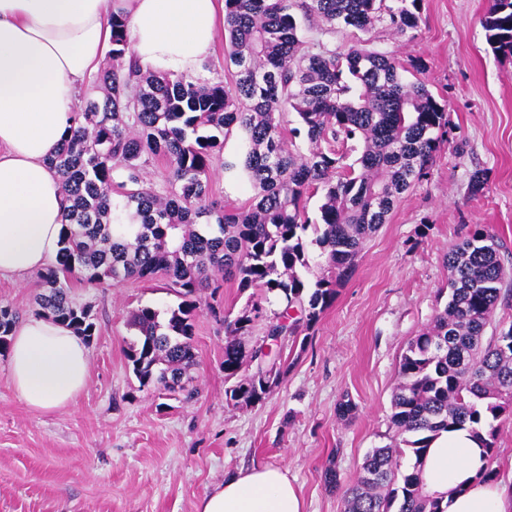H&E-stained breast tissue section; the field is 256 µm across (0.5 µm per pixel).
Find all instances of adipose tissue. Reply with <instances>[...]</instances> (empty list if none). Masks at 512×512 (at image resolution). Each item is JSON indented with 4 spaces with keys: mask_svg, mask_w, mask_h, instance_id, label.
<instances>
[{
    "mask_svg": "<svg viewBox=\"0 0 512 512\" xmlns=\"http://www.w3.org/2000/svg\"><path fill=\"white\" fill-rule=\"evenodd\" d=\"M123 11L143 70L197 74L211 52L224 0H0V277L20 278L56 255L66 195L48 165L75 128L79 93ZM9 373L29 409L71 406L89 378L81 337L49 317L15 329ZM486 453L469 429H451L429 444L422 478L447 512H512V488L478 478ZM196 512H303V501L278 466L225 476Z\"/></svg>",
    "mask_w": 512,
    "mask_h": 512,
    "instance_id": "adipose-tissue-1",
    "label": "adipose tissue"
}]
</instances>
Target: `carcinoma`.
Here are the masks:
<instances>
[{
  "label": "carcinoma",
  "instance_id": "carcinoma-1",
  "mask_svg": "<svg viewBox=\"0 0 512 512\" xmlns=\"http://www.w3.org/2000/svg\"><path fill=\"white\" fill-rule=\"evenodd\" d=\"M224 0L226 63L235 68L229 88L210 79L145 72L133 57L127 19L112 15L109 68L92 76L103 98H86L77 126L49 158L70 202L55 261L40 273L46 292L41 311L91 339V307L69 295L71 275L94 288L162 278L178 303L161 313L141 307L131 315L135 337L128 357L140 384L187 391L195 360L194 322L207 289L227 281L252 290L235 317L224 314L226 401H262L282 367L266 362L259 345L246 349L264 317L262 301L273 293L288 320H268L267 337L311 330L335 301L364 242L386 223L403 195L426 174L446 142L448 113L424 81L411 82L393 56L365 45L345 52L300 35L297 15L330 34L342 27L366 32L387 19L398 34L418 25L420 0ZM497 56L512 57V0H494L483 20ZM294 113L298 127L286 128ZM246 140L245 153L224 169L241 168L254 196L249 207L227 210L211 198L213 161L232 129ZM305 132L309 154L292 149L286 131ZM362 142L347 164L340 150ZM162 157V184H147L143 171ZM125 181L113 197V174ZM323 191L320 223L306 217L311 193ZM311 240H306V237ZM324 258L314 283L306 244ZM447 301L432 323L407 344L392 400L390 443L369 452L354 485L344 491V512H447L421 478V459L432 437L469 426L484 436L494 480L498 426L512 411V323L484 340L498 304H509L512 269L504 267L495 235L477 229L448 249ZM17 316L0 307V350L7 349ZM255 371H249V367ZM414 457L402 468L404 454Z\"/></svg>",
  "mask_w": 512,
  "mask_h": 512
}]
</instances>
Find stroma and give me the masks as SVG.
Returning <instances> with one entry per match:
<instances>
[{
    "instance_id": "35a3bbf8",
    "label": "stroma",
    "mask_w": 512,
    "mask_h": 512,
    "mask_svg": "<svg viewBox=\"0 0 512 512\" xmlns=\"http://www.w3.org/2000/svg\"><path fill=\"white\" fill-rule=\"evenodd\" d=\"M491 6L421 0L418 26L406 34L379 22L329 35L337 50L367 45L396 57L406 79L426 80L446 105L448 140L366 242L307 339L272 341L255 323L247 345H265L284 365L263 401L226 403L224 326L210 311L241 312L249 295L236 283L202 297L187 400L141 385L127 359L132 311L177 303L162 281L90 288L71 278L72 297L91 305L96 323L86 343L89 381L69 408L35 412L16 397L0 353V512H195L208 488L255 465L287 469L305 512H343L325 470L337 465L351 483L366 453L384 445L399 360L433 319L449 248L483 227L512 266V57L494 55L486 42ZM477 171L487 181L474 196ZM253 194L245 174L215 167L211 195L226 208L248 207ZM41 291L35 272L0 278V306L28 318ZM344 396L357 406L349 421L336 412Z\"/></svg>"
}]
</instances>
